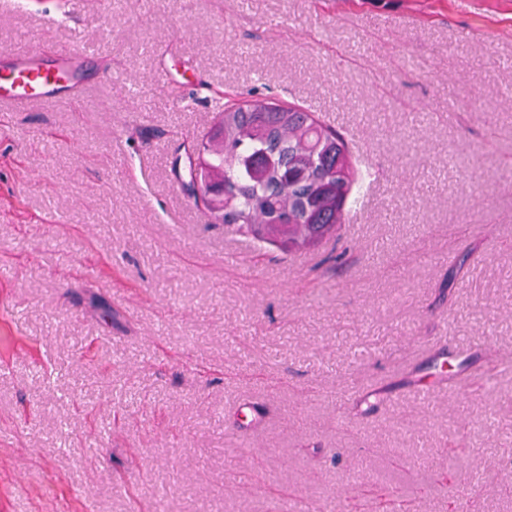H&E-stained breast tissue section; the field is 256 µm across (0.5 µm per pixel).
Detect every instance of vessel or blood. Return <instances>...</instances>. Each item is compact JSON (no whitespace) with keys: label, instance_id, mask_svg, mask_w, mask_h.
<instances>
[{"label":"vessel or blood","instance_id":"obj_1","mask_svg":"<svg viewBox=\"0 0 512 512\" xmlns=\"http://www.w3.org/2000/svg\"><path fill=\"white\" fill-rule=\"evenodd\" d=\"M79 74V61L65 52L58 53L53 65L45 64L36 53L10 61L6 68H0V106L20 108L35 100L69 106Z\"/></svg>","mask_w":512,"mask_h":512}]
</instances>
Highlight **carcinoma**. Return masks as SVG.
I'll list each match as a JSON object with an SVG mask.
<instances>
[{
    "instance_id": "carcinoma-1",
    "label": "carcinoma",
    "mask_w": 512,
    "mask_h": 512,
    "mask_svg": "<svg viewBox=\"0 0 512 512\" xmlns=\"http://www.w3.org/2000/svg\"><path fill=\"white\" fill-rule=\"evenodd\" d=\"M357 166L348 139L314 113L256 98L219 113L200 176L224 187L220 204L208 208L214 222L291 253L338 237L350 223L364 185ZM469 257L457 256L448 286L464 276Z\"/></svg>"
}]
</instances>
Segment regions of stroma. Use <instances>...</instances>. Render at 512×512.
I'll return each instance as SVG.
<instances>
[{"instance_id":"1","label":"stroma","mask_w":512,"mask_h":512,"mask_svg":"<svg viewBox=\"0 0 512 512\" xmlns=\"http://www.w3.org/2000/svg\"><path fill=\"white\" fill-rule=\"evenodd\" d=\"M2 50L87 87L0 108V512H512V0H0ZM249 92L372 166L340 239L182 186Z\"/></svg>"}]
</instances>
